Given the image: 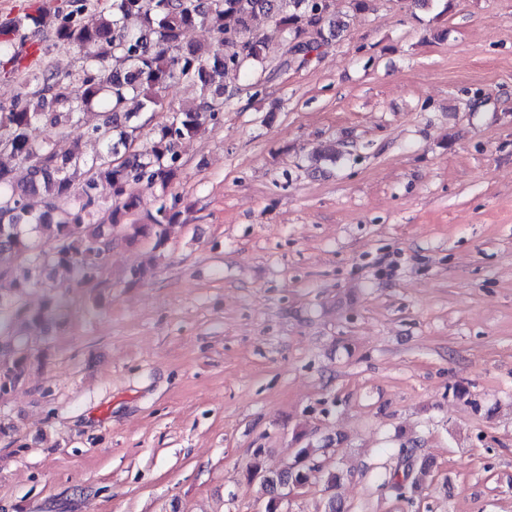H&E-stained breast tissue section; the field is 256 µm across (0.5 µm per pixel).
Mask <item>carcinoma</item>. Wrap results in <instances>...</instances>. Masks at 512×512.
<instances>
[{
	"mask_svg": "<svg viewBox=\"0 0 512 512\" xmlns=\"http://www.w3.org/2000/svg\"><path fill=\"white\" fill-rule=\"evenodd\" d=\"M46 15L41 8L0 26L1 66H18L15 48L25 45L27 30L43 26ZM260 16L309 53L345 26L322 0H64L54 9L52 46L84 52L85 64L62 75L46 62L44 51L15 99L0 104V159L27 167V180L18 185L12 169L0 162V277L11 279L18 294L46 284L58 267L76 270L97 290L115 230L131 245L151 240L154 248L164 247L168 227L180 215L177 201H161L144 224H124L122 218L140 207L132 185L167 188L178 175L180 143L218 122L224 104L241 91L236 82L247 79L249 88L260 86L274 62L267 43L253 32ZM132 17L139 21L136 28L128 25ZM199 27L214 32L216 48L193 41ZM178 83L196 90L193 101L153 125L141 120V114L158 111L161 93ZM95 109L104 116L87 132L95 154L88 156L79 140L58 152L57 143L68 138L67 120ZM115 156L124 162L112 164ZM103 182L111 185L114 199L108 224L95 218ZM30 228L46 233L52 248L35 253ZM53 301L50 296L45 307H19L16 314L41 333ZM46 356L42 348L14 341L9 356L0 358V398L22 385ZM261 456V450L254 452L248 479L261 478L264 512H281V487L305 484L313 449H298V465L274 474L263 471ZM428 472L425 463L395 466L382 475L380 487L409 502V493Z\"/></svg>",
	"mask_w": 512,
	"mask_h": 512,
	"instance_id": "carcinoma-1",
	"label": "carcinoma"
}]
</instances>
